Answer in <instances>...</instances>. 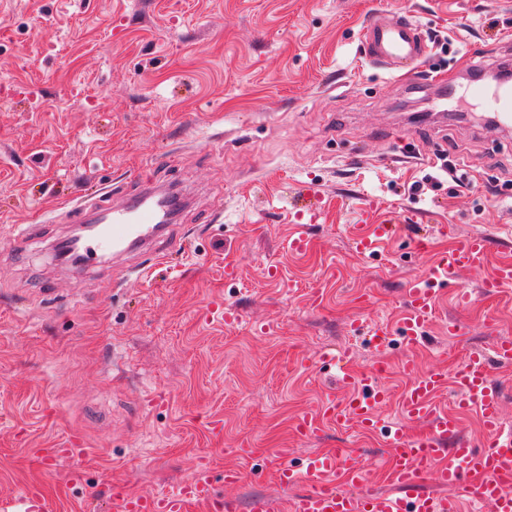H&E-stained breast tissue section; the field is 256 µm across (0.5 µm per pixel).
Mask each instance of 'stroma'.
I'll return each instance as SVG.
<instances>
[{
    "label": "stroma",
    "mask_w": 512,
    "mask_h": 512,
    "mask_svg": "<svg viewBox=\"0 0 512 512\" xmlns=\"http://www.w3.org/2000/svg\"><path fill=\"white\" fill-rule=\"evenodd\" d=\"M384 10L437 38L409 77L363 55L361 29ZM503 63L512 0H0V498L42 477L49 512H112L109 482L162 488L204 457L219 492L225 466L244 470L243 506L273 491L275 448L297 464L346 448L375 468L381 435L329 424L300 439L293 424L339 391L343 352L360 371L389 364L381 414L399 421L402 338L378 354L350 321L398 319L408 281L450 247L436 225L512 257V126L434 101L449 78ZM145 186L186 196L179 240L84 269L57 261L66 210ZM303 187L323 219L296 253ZM373 199L400 232L358 255ZM28 224L39 234L21 236ZM426 232L429 252H415ZM483 277L461 272L439 295L418 371L512 336V292L479 296ZM216 302L239 322L210 314ZM71 438L92 451L77 483L72 464L36 454ZM244 444L252 457L235 455Z\"/></svg>",
    "instance_id": "1"
}]
</instances>
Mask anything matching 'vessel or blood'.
<instances>
[{
  "mask_svg": "<svg viewBox=\"0 0 512 512\" xmlns=\"http://www.w3.org/2000/svg\"><path fill=\"white\" fill-rule=\"evenodd\" d=\"M365 53L374 64L413 70L428 53L419 22L407 13L378 12L361 30ZM469 95L489 102L503 124H512V84L494 88L473 84ZM83 224L97 225L93 244L82 247L84 258L101 251L120 253L145 247L165 235L155 190L131 197L120 205L75 213ZM441 234L452 237L448 256L433 263L427 273L409 281L404 311L398 324L386 320L368 327V345L383 352L393 331H400L407 348H415L436 316L435 297L463 270L489 268L480 284L485 297L512 291V261L489 262V241L481 234L458 237L450 224ZM395 236L392 220L365 224L355 232L357 253L376 252ZM512 365V336L494 342L490 352L474 351L454 370L442 367L417 372L414 358L402 371L408 384L400 399L399 423L388 426L379 415L389 400L384 385L388 365L379 361L362 372L345 366L340 379L343 398L328 396L295 423L298 436H315L325 424L353 426L367 433L383 432L391 453L381 465L388 491L375 488L371 473L341 448H326L303 466L290 461L291 451L275 449L278 462L271 473L277 490L253 496L247 512H459L467 497L475 512H512V428L502 422L499 394L490 382L492 365ZM447 405H440L441 393ZM477 410L482 426L479 441L462 436V412ZM243 474L238 467L224 469V490L216 492L211 470L198 467L173 486L151 492L132 491L116 480L111 487L114 512H238L234 488ZM303 485V492L284 496L286 488ZM439 486L436 494L427 485ZM42 482L31 481L0 500V512H48Z\"/></svg>",
  "mask_w": 512,
  "mask_h": 512,
  "instance_id": "b4317fda",
  "label": "vessel or blood"
}]
</instances>
